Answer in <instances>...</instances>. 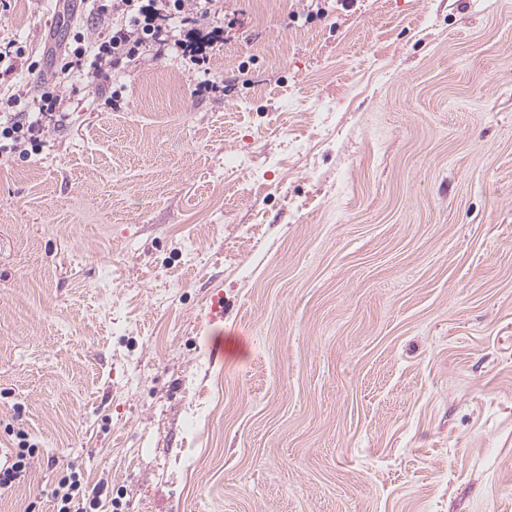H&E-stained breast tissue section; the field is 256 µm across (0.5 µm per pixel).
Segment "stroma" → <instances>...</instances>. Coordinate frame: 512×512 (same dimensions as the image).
Wrapping results in <instances>:
<instances>
[{
	"label": "stroma",
	"instance_id": "35a3bbf8",
	"mask_svg": "<svg viewBox=\"0 0 512 512\" xmlns=\"http://www.w3.org/2000/svg\"><path fill=\"white\" fill-rule=\"evenodd\" d=\"M203 75L0 165V512H512V0H220ZM91 0H6L36 85ZM223 338L224 352L211 344ZM4 433L11 437L12 448H8L2 459L0 449V494L9 491L28 480L31 461L37 455L39 448L32 442L30 434L23 428H15L7 424ZM13 437V438H12ZM81 497V482L75 473L64 477L52 491L56 512H83L85 509L80 507Z\"/></svg>",
	"mask_w": 512,
	"mask_h": 512
}]
</instances>
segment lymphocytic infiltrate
Instances as JSON below:
<instances>
[{"instance_id":"obj_1","label":"lymphocytic infiltrate","mask_w":512,"mask_h":512,"mask_svg":"<svg viewBox=\"0 0 512 512\" xmlns=\"http://www.w3.org/2000/svg\"><path fill=\"white\" fill-rule=\"evenodd\" d=\"M215 0H97L95 23L98 34L86 41L76 33L75 43L64 46L60 64L39 85L37 111L22 110L30 90L14 86L0 107V161L27 159L42 151L50 129L68 119L67 84L80 76L86 84L105 86L113 70L127 61L145 60L174 50L187 56L198 68L210 61L213 39H199L195 29L212 12ZM11 446L0 458V494L27 481L31 461L39 448L25 429L5 426Z\"/></svg>"}]
</instances>
